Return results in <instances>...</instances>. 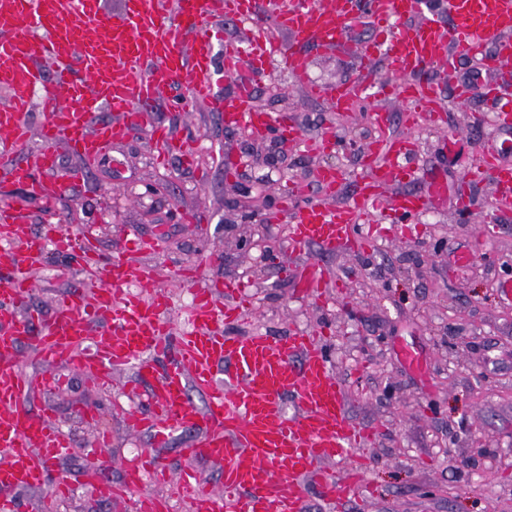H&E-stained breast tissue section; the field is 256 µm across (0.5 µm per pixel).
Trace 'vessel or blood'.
<instances>
[{
	"label": "vessel or blood",
	"mask_w": 512,
	"mask_h": 512,
	"mask_svg": "<svg viewBox=\"0 0 512 512\" xmlns=\"http://www.w3.org/2000/svg\"><path fill=\"white\" fill-rule=\"evenodd\" d=\"M454 22L441 28L426 0H358L348 10L342 0H223L229 19H249L246 38L220 41L203 19L204 0H122L118 10L104 8L102 0H0V155L20 152L31 135L42 143L38 168L14 164L9 176L34 197L48 200L64 194L87 175L79 168L64 183L51 186L44 172L59 163L57 144L92 162L99 160L116 137L149 127L159 146V159L180 154L191 161V151L176 142L161 124L152 122L160 94L183 85L188 96L214 107L228 126L258 131L279 127L283 139L300 143L301 135L287 115L259 111L252 83L239 84L234 96L218 98L214 86L233 76L242 65L263 73L280 55L293 84L307 83L308 44H344L352 25H367L372 37L362 56L364 63L386 58L393 81L373 86L339 84L329 90L311 86L312 97L324 96L333 107L347 109L358 96L434 101L435 88L407 81V74L435 64L453 65L460 56L486 55L489 68L512 63V0H452ZM418 13L410 27L401 18ZM273 20L289 37L286 51H278L266 32ZM191 36L180 47L179 31ZM42 92L47 117L32 129L27 120L35 92ZM482 96L496 101L497 116L512 123V103L502 100L498 85L465 84L461 99ZM412 145L402 139L372 144L363 153L367 175L359 200L332 208L304 202L303 189L284 196L279 222L289 213L292 243L320 245L333 252L346 247L365 248L373 225L368 212L388 215L400 224L431 209L441 196L438 186L421 193L387 195L389 184L409 178ZM479 168L497 171V191L512 199V168L497 155L481 153ZM153 240L124 238L110 258H101L94 241L75 244L61 226L33 232L25 216L0 209V263L8 277L0 281V512H22L11 497L15 488L49 486L52 494L71 493L66 477L47 483L50 462L69 448L70 439L41 416L23 410L31 384L14 368L20 337L32 327L45 331L35 350L49 369L44 384H56L50 369L66 364L94 383L107 381L113 371L135 367L140 378L153 385L144 405L126 411L133 428L164 438L172 430L205 428L204 440L182 448L191 461L223 463V490L215 492L189 467L172 476L169 466L151 452H142L123 469L121 482H112L104 465L87 470L84 479L106 499L126 497L144 480L176 483L180 493L196 502L201 512H303L307 484L317 485L321 499L342 507L351 491L362 486L365 468L358 465L341 475L327 474L323 466L354 454L372 439L373 429L355 424L343 402V383L331 368L324 342L308 332L272 336L265 332L230 335L229 325L250 315L248 297L240 284L213 282L196 290L188 330H176L170 320L166 293L142 299L128 292L126 255L152 249ZM72 253L101 287L86 299L81 286L57 299L51 316L31 303L32 271L48 247ZM106 315L98 341H90L93 317ZM90 341L88 350L79 344ZM165 355L169 367L155 377L153 355ZM205 397L197 406L191 391ZM296 400L286 412V396Z\"/></svg>",
	"instance_id": "b4317fda"
}]
</instances>
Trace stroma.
I'll list each match as a JSON object with an SVG mask.
<instances>
[{
    "instance_id": "1",
    "label": "stroma",
    "mask_w": 512,
    "mask_h": 512,
    "mask_svg": "<svg viewBox=\"0 0 512 512\" xmlns=\"http://www.w3.org/2000/svg\"><path fill=\"white\" fill-rule=\"evenodd\" d=\"M369 36L359 27L350 30L349 46L308 47L311 80L326 86L358 81L364 75L353 49L366 45ZM391 73L381 58L364 77L374 83ZM473 74L483 81H512V75L488 71L476 57L458 59L450 69L434 65L414 79L437 84L439 121L433 125L424 119L414 126L404 122V105L397 98L363 97L358 110L332 111L327 99L310 98L291 85L276 61L265 76L254 77L244 68L223 80L219 93L226 98L239 82L253 81L257 104L288 113L298 126L299 147L273 133L246 137L242 129L225 127L206 104L179 106L184 89L178 86L163 91L152 119L168 127L173 139L196 146L193 166L176 155L157 166L148 129H137L113 142L88 177L51 207L7 183H0V207L21 210L32 227L57 224L75 237L86 225H95L105 258L126 235L148 239L164 226L159 247L130 255L128 264L153 276L143 296L170 294L177 327L185 325L193 288L237 280L249 284L254 310L232 326V334L261 330L281 336L304 330L327 339L350 419L376 430L362 450L372 495L354 490L343 512H512V298L500 292L502 281L512 279V204H497L492 172L464 179L481 148L497 151L502 162L512 164V135L499 130L493 101L480 96L457 100L458 84ZM379 109L390 115L383 129L369 119ZM329 128L348 142V149L317 152ZM383 134L415 144L412 178L392 184L388 195L422 190L434 179L446 187L444 198L422 213L409 233L393 230L363 250L324 253L314 245L295 248L288 220L251 224L236 211L241 186L263 191L275 208L290 183L314 201L351 202L361 185L358 151ZM327 164L343 173L342 187L331 198L319 180ZM462 196L469 203L465 214L456 208ZM251 237L265 239L272 256L243 248L242 240ZM465 250L469 263L455 267V256ZM193 267L201 270L194 286L181 285L177 272ZM318 268L327 274L325 303L298 287L301 275ZM79 282L89 295L99 288L77 269L73 257L49 253L45 268L34 276L32 302L51 311ZM33 344V338L23 339L15 362L35 382L24 405L70 434L73 446L49 476H68L75 490L71 498L55 502L44 488L15 491V498L37 505L40 512H140L142 501L162 495L163 487L146 482L128 498L106 500L83 483V473L105 459L113 481H121L122 462L144 450L181 470V448L201 438V431L176 432L162 442L136 432L122 411L137 403L149 385L131 368L114 372L111 385L96 388L59 365L55 371L64 386H39L45 366ZM404 346L419 356L420 369L403 360ZM87 405L98 412V425L86 424L81 409ZM100 427L112 435L111 447L103 451L94 447Z\"/></svg>"
}]
</instances>
